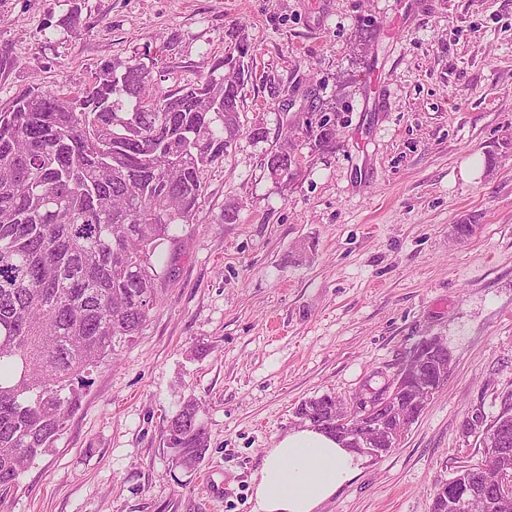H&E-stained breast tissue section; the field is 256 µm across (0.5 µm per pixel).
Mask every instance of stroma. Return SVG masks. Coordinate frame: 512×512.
I'll return each mask as SVG.
<instances>
[{
  "instance_id": "stroma-1",
  "label": "stroma",
  "mask_w": 512,
  "mask_h": 512,
  "mask_svg": "<svg viewBox=\"0 0 512 512\" xmlns=\"http://www.w3.org/2000/svg\"><path fill=\"white\" fill-rule=\"evenodd\" d=\"M242 50L239 133L159 249L155 308L0 512H252L297 406L383 386L427 336L453 355L446 386L319 512H430L481 460L512 392V0H0V109L132 60L176 90ZM286 144L299 168L272 177ZM189 397L210 440L191 472L165 444ZM315 114H311V118L307 121L306 132L314 142V146L317 149H327L332 147L334 129L329 124L328 117L320 115L319 118L314 117Z\"/></svg>"
}]
</instances>
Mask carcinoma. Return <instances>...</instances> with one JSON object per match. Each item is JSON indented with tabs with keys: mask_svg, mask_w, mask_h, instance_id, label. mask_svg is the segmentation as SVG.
I'll return each mask as SVG.
<instances>
[{
	"mask_svg": "<svg viewBox=\"0 0 512 512\" xmlns=\"http://www.w3.org/2000/svg\"><path fill=\"white\" fill-rule=\"evenodd\" d=\"M241 59L224 56L191 86L155 92L140 62L105 64L83 88L21 91L0 109V491L62 434L85 374L133 340L157 301L153 258L178 224H192L204 169L239 129ZM306 132L332 147L325 116ZM269 173L299 159L269 152ZM336 397L300 404L329 419ZM175 466L194 469L209 446L200 408L168 421Z\"/></svg>",
	"mask_w": 512,
	"mask_h": 512,
	"instance_id": "1",
	"label": "carcinoma"
}]
</instances>
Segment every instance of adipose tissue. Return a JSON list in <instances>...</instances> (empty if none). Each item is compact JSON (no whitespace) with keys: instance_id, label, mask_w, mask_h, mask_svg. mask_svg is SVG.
<instances>
[{"instance_id":"1","label":"adipose tissue","mask_w":512,"mask_h":512,"mask_svg":"<svg viewBox=\"0 0 512 512\" xmlns=\"http://www.w3.org/2000/svg\"><path fill=\"white\" fill-rule=\"evenodd\" d=\"M362 464L361 456L317 428L289 431L266 450L252 478L253 512H318Z\"/></svg>"}]
</instances>
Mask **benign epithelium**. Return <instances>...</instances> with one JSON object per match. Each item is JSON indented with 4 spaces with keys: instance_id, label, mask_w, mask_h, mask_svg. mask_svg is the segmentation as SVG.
Listing matches in <instances>:
<instances>
[{
    "instance_id": "7a95c632",
    "label": "benign epithelium",
    "mask_w": 512,
    "mask_h": 512,
    "mask_svg": "<svg viewBox=\"0 0 512 512\" xmlns=\"http://www.w3.org/2000/svg\"><path fill=\"white\" fill-rule=\"evenodd\" d=\"M422 350L423 353L408 359L401 374L393 377L364 405L357 408L351 401L336 404L331 424L357 452L378 458L398 446L412 426L404 415V409L410 404L414 388L422 387L432 397L448 382L452 365L448 346L439 337L432 336L425 339ZM511 443L512 424L505 422L496 435L482 443L485 454L474 467L509 454ZM438 493L452 512H482L487 497L495 495L505 500L512 497V469L500 470L498 481L491 488L445 482L439 486Z\"/></svg>"
}]
</instances>
